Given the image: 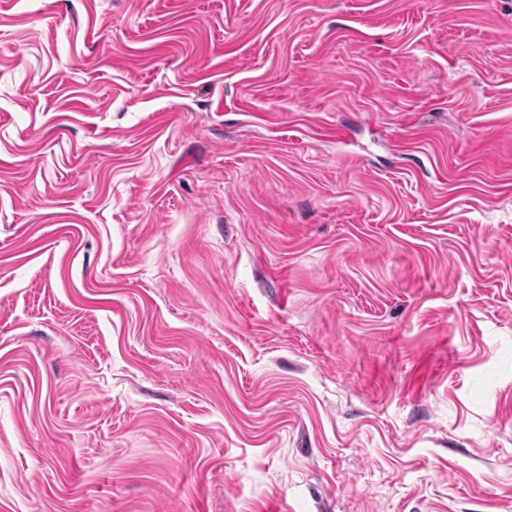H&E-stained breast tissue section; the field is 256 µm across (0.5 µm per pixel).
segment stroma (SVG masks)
Returning <instances> with one entry per match:
<instances>
[{
	"instance_id": "obj_1",
	"label": "stroma",
	"mask_w": 512,
	"mask_h": 512,
	"mask_svg": "<svg viewBox=\"0 0 512 512\" xmlns=\"http://www.w3.org/2000/svg\"><path fill=\"white\" fill-rule=\"evenodd\" d=\"M0 512H512V0H0Z\"/></svg>"
}]
</instances>
